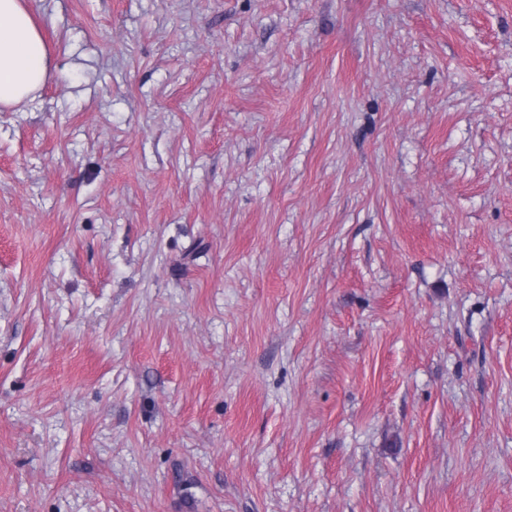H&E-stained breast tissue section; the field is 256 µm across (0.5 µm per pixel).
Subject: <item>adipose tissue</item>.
Here are the masks:
<instances>
[{
	"mask_svg": "<svg viewBox=\"0 0 512 512\" xmlns=\"http://www.w3.org/2000/svg\"><path fill=\"white\" fill-rule=\"evenodd\" d=\"M50 70L51 59L27 0H0V110L30 99Z\"/></svg>",
	"mask_w": 512,
	"mask_h": 512,
	"instance_id": "adipose-tissue-1",
	"label": "adipose tissue"
}]
</instances>
